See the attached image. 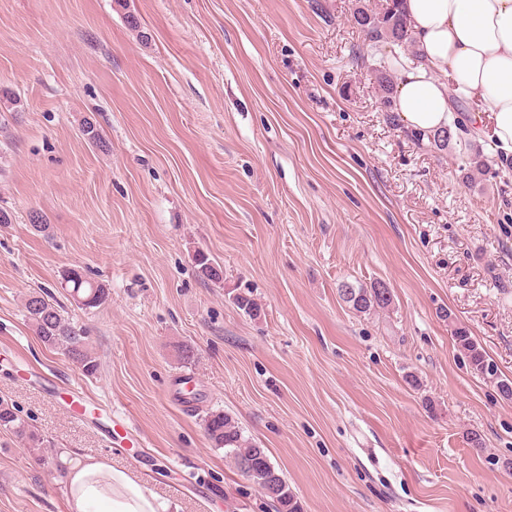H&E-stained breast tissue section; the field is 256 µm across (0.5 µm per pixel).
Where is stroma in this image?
I'll return each mask as SVG.
<instances>
[{
	"label": "stroma",
	"instance_id": "obj_1",
	"mask_svg": "<svg viewBox=\"0 0 512 512\" xmlns=\"http://www.w3.org/2000/svg\"><path fill=\"white\" fill-rule=\"evenodd\" d=\"M362 2L383 0H0V395L62 461L134 468L180 512H276L212 448L219 409L301 512H512V399L439 315L512 379V156L480 140L490 172L465 182L467 146L382 110L352 58ZM66 269L106 302L79 308ZM377 280L389 310L339 294ZM40 289L95 375L39 341ZM0 512H68L1 430ZM451 333L458 351L466 359L471 371L483 378L496 380L499 394L506 399L512 398V380L502 379L497 374L494 365L489 362L483 349L472 339L467 329L453 323Z\"/></svg>",
	"mask_w": 512,
	"mask_h": 512
}]
</instances>
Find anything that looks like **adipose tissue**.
<instances>
[{
    "label": "adipose tissue",
    "mask_w": 512,
    "mask_h": 512,
    "mask_svg": "<svg viewBox=\"0 0 512 512\" xmlns=\"http://www.w3.org/2000/svg\"><path fill=\"white\" fill-rule=\"evenodd\" d=\"M401 8L418 57L393 64L402 124L425 135L448 127L454 94L486 106L492 139L512 155V0H402ZM66 483L68 512H178L101 457L75 455Z\"/></svg>",
    "instance_id": "1"
}]
</instances>
